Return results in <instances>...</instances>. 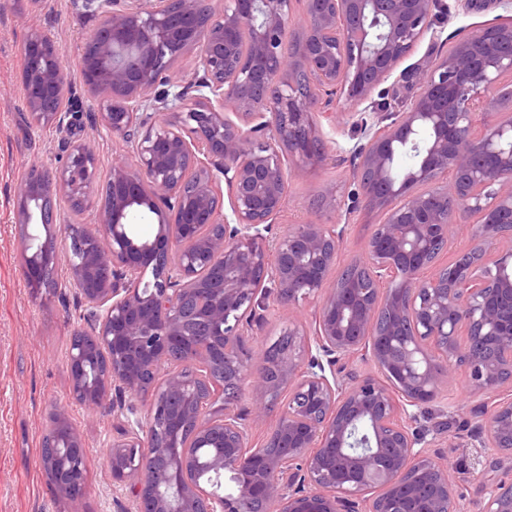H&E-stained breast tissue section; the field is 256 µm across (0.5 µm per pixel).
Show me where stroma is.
<instances>
[{
    "mask_svg": "<svg viewBox=\"0 0 512 512\" xmlns=\"http://www.w3.org/2000/svg\"><path fill=\"white\" fill-rule=\"evenodd\" d=\"M443 11L435 23L442 41L423 39L403 61V68L417 66L429 56L448 53L453 42L473 27L512 24V0H480L478 7L462 9L457 0H442ZM99 25V19L82 13L73 0H0V512H116L112 476L107 463L109 444L122 421L110 406L79 403L70 390L68 352L77 325L79 303L73 291L56 289L34 294L27 287L21 266V232L15 222V188L31 165L54 168L63 154V143L51 128L30 125L24 106L21 44L35 30L52 29L62 48V61L73 82L81 80L80 45ZM88 117L77 136L90 139L96 150L99 184H106L119 144L101 130L99 100L83 98ZM324 137L337 152L315 172L291 180L289 203L272 228L286 233L305 219L322 224H343L347 230L336 259L344 268L362 257L374 224L382 215L346 213L342 203L354 195L350 149L361 140L353 118L322 124ZM336 187L337 201L318 205L327 187ZM467 374L457 370L439 391L437 399L418 414L412 429L432 438L435 425L448 423L449 439L467 437L476 425L469 409L460 405L466 395ZM64 410L78 428L90 460L87 493L78 500L62 498L39 465L47 415ZM458 476L457 494L470 512L484 477L465 453H446Z\"/></svg>",
    "mask_w": 512,
    "mask_h": 512,
    "instance_id": "stroma-1",
    "label": "stroma"
}]
</instances>
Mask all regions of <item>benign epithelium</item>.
Wrapping results in <instances>:
<instances>
[{
	"mask_svg": "<svg viewBox=\"0 0 512 512\" xmlns=\"http://www.w3.org/2000/svg\"><path fill=\"white\" fill-rule=\"evenodd\" d=\"M296 0H76L101 24L81 46V84L104 96V127L121 141L91 224L61 219L91 207L97 159L68 141L53 171L31 167L15 189L18 223L68 242L69 286L84 304L68 366L75 398L147 405L112 441V485L124 512H464L457 477L410 430L457 368L482 418L479 512H512V101L491 92L512 76V26L477 28L409 74L407 107L359 113L352 148L359 193L347 211L380 212L363 278L330 280L346 225L305 221L279 238L288 179L330 156L319 118L356 109L426 36L436 0H302L298 51L282 48ZM195 53L182 79L177 62ZM26 112L69 137L83 105L50 31L22 45ZM421 162L390 179L395 149ZM158 217L151 237L133 214ZM476 217L472 243L441 255ZM28 288L57 259L22 239ZM314 305L253 362V326L272 304ZM374 374L349 379L348 361ZM251 390L238 409L242 384ZM286 388L272 414L268 397ZM221 404L214 407L215 395ZM40 464L62 497L87 493L77 428L51 413ZM268 427L266 441L254 433Z\"/></svg>",
	"mask_w": 512,
	"mask_h": 512,
	"instance_id": "1",
	"label": "benign epithelium"
}]
</instances>
